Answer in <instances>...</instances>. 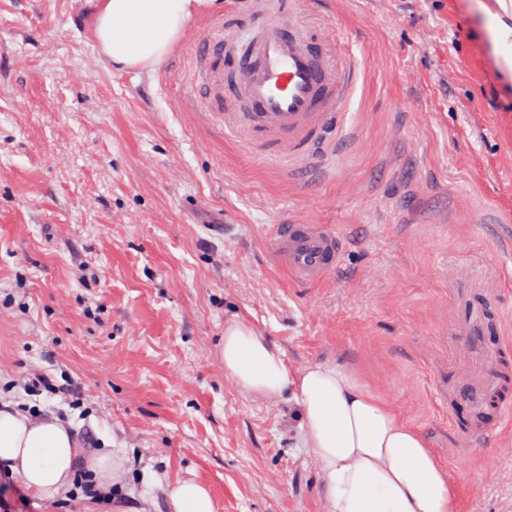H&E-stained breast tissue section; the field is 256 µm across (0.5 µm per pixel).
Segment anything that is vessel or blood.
<instances>
[{
  "mask_svg": "<svg viewBox=\"0 0 512 512\" xmlns=\"http://www.w3.org/2000/svg\"><path fill=\"white\" fill-rule=\"evenodd\" d=\"M241 7L254 18L249 31L223 27L198 45L209 108L266 160L311 159L338 133L357 70L337 67L328 41L296 32L290 0H243ZM271 245L302 285L328 280L343 256L339 235L326 224L276 225Z\"/></svg>",
  "mask_w": 512,
  "mask_h": 512,
  "instance_id": "vessel-or-blood-1",
  "label": "vessel or blood"
}]
</instances>
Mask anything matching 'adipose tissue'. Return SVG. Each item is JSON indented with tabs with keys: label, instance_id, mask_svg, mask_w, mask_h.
I'll return each instance as SVG.
<instances>
[{
	"label": "adipose tissue",
	"instance_id": "1",
	"mask_svg": "<svg viewBox=\"0 0 512 512\" xmlns=\"http://www.w3.org/2000/svg\"><path fill=\"white\" fill-rule=\"evenodd\" d=\"M216 0H105L96 38L122 68L156 64L167 55L191 15ZM224 370L246 392L278 396L292 390L302 408L311 455L327 488L328 512H457L448 473L420 433L353 373L313 366L291 376L282 354L243 323L224 329ZM0 468L26 490L54 499L86 472L99 489L120 479L123 461L90 453L50 413L0 406ZM172 512H214L208 489L185 479L168 491Z\"/></svg>",
	"mask_w": 512,
	"mask_h": 512
}]
</instances>
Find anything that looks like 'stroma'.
<instances>
[{
    "mask_svg": "<svg viewBox=\"0 0 512 512\" xmlns=\"http://www.w3.org/2000/svg\"><path fill=\"white\" fill-rule=\"evenodd\" d=\"M203 8L159 63L97 46L102 0H0V402L55 413L122 455L110 499L74 487L25 512H170L192 478L216 512H326L292 393H245L225 326L291 375L340 366L383 395L448 471L458 512H512V419L462 404L512 337V79L475 0H299L358 82L343 149L293 174L225 131L199 90ZM346 241L293 284L277 224ZM47 375L59 394L24 389ZM508 449L493 471L486 451Z\"/></svg>",
    "mask_w": 512,
    "mask_h": 512,
    "instance_id": "obj_1",
    "label": "stroma"
}]
</instances>
